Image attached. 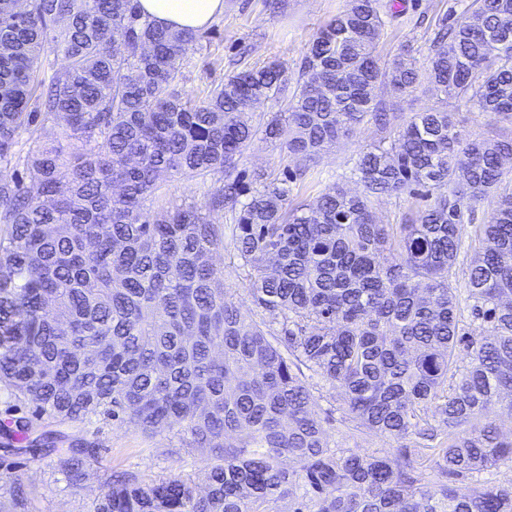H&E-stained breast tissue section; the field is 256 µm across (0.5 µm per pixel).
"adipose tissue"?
Masks as SVG:
<instances>
[{"instance_id": "adipose-tissue-1", "label": "adipose tissue", "mask_w": 512, "mask_h": 512, "mask_svg": "<svg viewBox=\"0 0 512 512\" xmlns=\"http://www.w3.org/2000/svg\"><path fill=\"white\" fill-rule=\"evenodd\" d=\"M142 12L173 30H201L224 11V0H139Z\"/></svg>"}]
</instances>
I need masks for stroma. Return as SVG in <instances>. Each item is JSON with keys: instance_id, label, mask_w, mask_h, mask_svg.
<instances>
[{"instance_id": "1", "label": "stroma", "mask_w": 512, "mask_h": 512, "mask_svg": "<svg viewBox=\"0 0 512 512\" xmlns=\"http://www.w3.org/2000/svg\"><path fill=\"white\" fill-rule=\"evenodd\" d=\"M346 4V0H288V11L279 15L267 0H224V12L202 30L185 71L183 91L201 97L212 85L236 73L238 66H260L277 59L295 65L319 29ZM380 133L370 124L328 149L315 163L300 194H314L333 183L356 188L355 163L361 149L377 142ZM313 395V411L321 420L334 448L362 452L390 451L392 440L355 429L339 408L335 392L321 379L307 376ZM62 431L70 442L95 444L97 461L79 483H70L53 459L32 462L0 453V476L19 478L27 493L25 512H86L106 478L117 472H133L149 480L162 473L201 472L206 461L190 455L168 456L177 447V433L165 430L145 434L128 426L98 420L65 423Z\"/></svg>"}]
</instances>
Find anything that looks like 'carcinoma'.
Segmentation results:
<instances>
[{
  "mask_svg": "<svg viewBox=\"0 0 512 512\" xmlns=\"http://www.w3.org/2000/svg\"><path fill=\"white\" fill-rule=\"evenodd\" d=\"M404 13L348 0L295 71L274 59L193 100L181 83L200 33L157 25L138 0H28L24 14L0 0V383L59 423L178 425L184 449L169 453L207 461L196 478L114 474L89 512H512L511 484L448 483L512 463L492 418L512 411V133L473 136L448 111L465 101L512 122V0H467L422 62L410 45L380 54ZM422 87L441 105L397 111ZM267 101L286 111L256 113ZM365 123L381 137L356 160L361 192L293 194ZM256 139L293 166L233 175ZM164 175L214 186L177 203ZM402 195L423 207L381 222L375 202ZM226 237L254 314L213 261ZM308 371L393 452L331 447ZM0 433L30 461L56 456L71 482L97 454L31 437L26 416ZM25 501L15 481L0 512Z\"/></svg>",
  "mask_w": 512,
  "mask_h": 512,
  "instance_id": "cac0c4a2",
  "label": "carcinoma"
}]
</instances>
